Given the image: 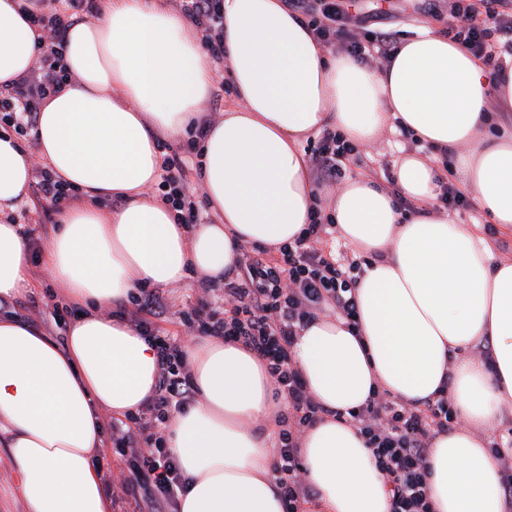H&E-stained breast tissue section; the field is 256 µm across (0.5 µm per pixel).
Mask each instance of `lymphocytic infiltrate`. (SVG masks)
Instances as JSON below:
<instances>
[{
    "label": "lymphocytic infiltrate",
    "instance_id": "lymphocytic-infiltrate-1",
    "mask_svg": "<svg viewBox=\"0 0 512 512\" xmlns=\"http://www.w3.org/2000/svg\"><path fill=\"white\" fill-rule=\"evenodd\" d=\"M174 2L200 29L208 56L215 64H223V0ZM64 3V13L38 17L42 29L38 65L15 90L23 100L24 124L29 128L36 123L40 99L67 78L62 50L68 28L99 13L98 0ZM284 4L312 27L323 46H343L362 63L390 58L397 49L396 32L370 29L375 14L350 12L346 0H284ZM448 30L455 41L492 67L496 59L489 39L495 34L512 43V13L491 7L480 11L462 0H448ZM355 151V145L340 133L325 132L311 157L317 189L338 186L342 160ZM163 165L166 174L158 184L163 199L178 212L182 223H198L199 206L187 187L178 157L165 156ZM334 224L332 216L317 210L301 235L281 247L278 255L256 248L243 250L233 272L224 278L221 309L211 307L213 287L205 281L198 306L178 313L181 325L189 332L220 336L254 352L275 379L285 408L277 420L272 473L284 512H301L302 505L313 496L305 481L299 448L303 433L322 412L292 363L298 331L321 314L341 315L352 325L358 317L353 288L360 259L328 250L326 238ZM129 302L130 323L154 342L159 373L155 394L144 411L128 414L112 425V453L127 465L113 482L112 492L138 499L140 512H174L185 480L167 446L164 430L171 415L194 400L195 386L180 345L159 335L155 327L156 321L170 313L168 297L143 287ZM350 418L365 437L389 487L391 512H433L426 466L431 442L461 423L450 396L417 407L377 391Z\"/></svg>",
    "mask_w": 512,
    "mask_h": 512
}]
</instances>
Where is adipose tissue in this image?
<instances>
[{
  "mask_svg": "<svg viewBox=\"0 0 512 512\" xmlns=\"http://www.w3.org/2000/svg\"><path fill=\"white\" fill-rule=\"evenodd\" d=\"M48 0H0V89L34 66ZM201 34L164 0H101L63 48L69 80L41 100L26 149L0 132V301L27 285L28 242L12 219L34 161L81 197L57 205L43 265L77 308L64 343L0 316V447L26 512H112L95 460L103 412L139 411L155 392L154 343L119 308L143 285L175 287L189 270L223 277L245 244L271 250L311 222L317 190L303 144L326 127L355 144L410 132L394 189L338 187L340 237L370 256L355 285L357 326L318 316L300 329L293 365L327 414L300 457L312 512H390L374 456L350 411L374 391L407 405L449 393L464 429L428 458L434 512H512L486 435L512 417V260L494 261L479 225L435 208L442 184L512 230V133H490L489 107L512 108V63L494 73L434 29L403 39L382 70L324 50L282 0H224V63L238 100L205 120L212 84ZM202 127L199 179L219 223L187 229L160 200L159 138ZM452 153L448 176L436 165ZM487 342L486 356L470 354ZM197 400L173 414L167 445L185 479L177 512H283L271 475L285 406L264 362L242 344L186 342Z\"/></svg>",
  "mask_w": 512,
  "mask_h": 512,
  "instance_id": "adipose-tissue-1",
  "label": "adipose tissue"
}]
</instances>
